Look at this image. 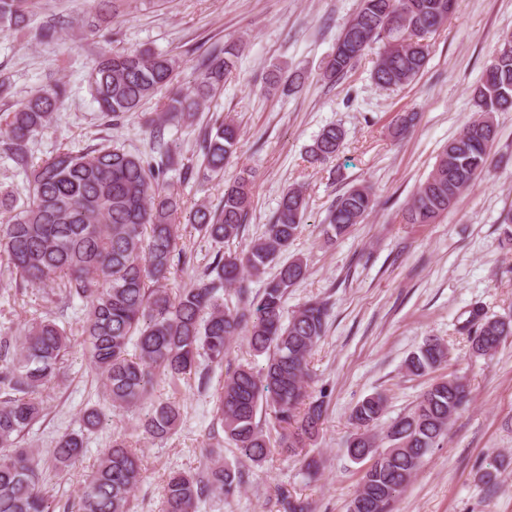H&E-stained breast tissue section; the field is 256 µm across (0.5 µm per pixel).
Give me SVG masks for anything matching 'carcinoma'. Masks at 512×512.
Returning a JSON list of instances; mask_svg holds the SVG:
<instances>
[{"mask_svg": "<svg viewBox=\"0 0 512 512\" xmlns=\"http://www.w3.org/2000/svg\"><path fill=\"white\" fill-rule=\"evenodd\" d=\"M94 12L77 29L96 33L117 8V0H94ZM32 0H0V31H23ZM450 17L448 0H361L353 19L343 28L336 52L328 58L320 79L340 80L375 43H382L372 71L373 81L392 88L414 80L428 61L425 38ZM241 46L214 48L198 64L195 85L171 93L161 113L144 119L157 155L148 159L121 148L75 151L59 148L45 160L32 161L29 144L53 120L66 97L61 82L47 84L3 118L0 154L22 172L29 185L26 204L0 190V258L6 257L15 280L30 286L54 285L70 299L82 302L81 335L87 369L102 382L114 410L143 409L146 436L163 440L181 420L178 402L155 398L156 378L179 381L194 373L206 386L209 366L224 363L231 342L243 336L251 349L266 356L260 370L240 364L224 374L217 391L214 418L224 439L205 449V472L172 469L165 480L161 512H200L211 495L237 494L241 469L224 461V442L239 457L261 466L270 453V439L256 421L259 411L274 414L281 428L278 447L293 456L316 441L325 419V401L309 393L314 349L326 334L328 308L310 301L284 318L288 289L301 281L307 268L295 258L279 267L262 291L251 295L245 277L263 275L277 263L300 233L307 209L300 187L285 190L263 234L239 253L216 251L211 263L189 288L167 287L190 262L178 247L181 204L158 189L160 180L178 162L162 143L171 122H192L224 88ZM177 61L148 49L103 52L96 59L89 89L101 115L119 122L141 103L172 83ZM271 86L291 92L300 77L282 80L271 73ZM476 116L442 149L426 180L418 185L404 214L407 224H432L492 163L496 140L493 114L512 108V49L500 43L480 83L473 90ZM343 129L325 127L309 149V159L322 163L336 157ZM239 127L231 118H217L203 136V164L212 173L224 171L235 155ZM252 174L243 169L224 185L215 208L200 203L190 216L202 237L216 245L238 238L247 224ZM376 200L366 187L340 195L323 229L327 239L347 234L373 211ZM234 291L231 308L224 293ZM473 353L490 355L509 336L512 320L489 318L476 308L468 321ZM70 338L55 319L37 317L20 336L0 335V512H50L40 485L39 451L21 446L25 433L44 416L43 392L61 378ZM448 348L438 337L428 338L405 362L407 371L424 375L447 362ZM469 401V390L453 375L433 382L411 414L392 421L387 444L374 433L385 410V398L374 393L356 403L350 413L355 427L347 441L361 470L349 512H391L398 494L419 469L423 458L439 447L448 425ZM82 428L60 436L50 456L67 470L83 454L85 436L105 421L104 412L89 407ZM140 458L117 438L102 455L78 497L77 512H129L131 494L141 484ZM283 512H310V504L284 490Z\"/></svg>", "mask_w": 512, "mask_h": 512, "instance_id": "obj_1", "label": "carcinoma"}]
</instances>
